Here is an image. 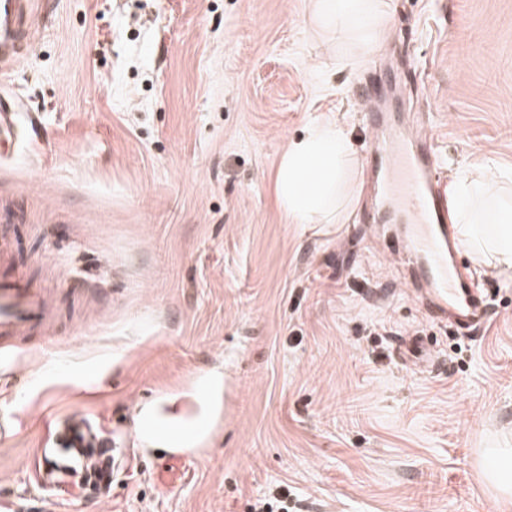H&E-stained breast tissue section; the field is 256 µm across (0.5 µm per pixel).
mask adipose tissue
<instances>
[{
	"label": "adipose tissue",
	"instance_id": "ef3b65f1",
	"mask_svg": "<svg viewBox=\"0 0 512 512\" xmlns=\"http://www.w3.org/2000/svg\"><path fill=\"white\" fill-rule=\"evenodd\" d=\"M386 15L376 0H313L311 23L322 31L346 28L358 46L372 43L384 30ZM355 154L344 125L325 120L292 141L275 177L283 208L296 224L315 223L353 186L346 169ZM512 187V174L474 176L461 173L451 186V208L468 249L492 268L512 270V201L501 194Z\"/></svg>",
	"mask_w": 512,
	"mask_h": 512
}]
</instances>
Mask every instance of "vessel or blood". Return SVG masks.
Instances as JSON below:
<instances>
[{
  "label": "vessel or blood",
  "mask_w": 512,
  "mask_h": 512,
  "mask_svg": "<svg viewBox=\"0 0 512 512\" xmlns=\"http://www.w3.org/2000/svg\"><path fill=\"white\" fill-rule=\"evenodd\" d=\"M59 0H0V65L20 62L30 45L34 19H49ZM366 118L375 138L370 162L386 175V208L373 214L376 224L399 218L400 260L414 283L426 289L432 311L447 315L463 329L483 326L489 316L487 296L461 261L462 250L448 222V196L438 172L435 150L424 131L412 129V117L393 116L378 92L363 90ZM40 116L35 112L0 110V148L20 147L21 132H32ZM49 289L24 277L0 278V339H26L34 330L53 323ZM53 444L57 455L43 478L52 484L75 479L110 477L124 452L112 438L94 430L79 415L57 425Z\"/></svg>",
  "instance_id": "b4317fda"
}]
</instances>
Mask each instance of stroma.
<instances>
[{
    "mask_svg": "<svg viewBox=\"0 0 512 512\" xmlns=\"http://www.w3.org/2000/svg\"><path fill=\"white\" fill-rule=\"evenodd\" d=\"M365 49L311 0H61L0 103L40 113L0 159V276L51 288L55 326L0 375V498L14 512H512V277L460 335L396 264L373 200L359 91L395 52L392 105L428 114L445 179L512 170V0H383ZM333 116L354 198L294 224L275 174ZM190 388L217 425L181 461L139 457L141 407ZM74 413L131 455L108 493L51 488L48 428ZM288 487L280 486L268 500L258 499L251 508V512H290L288 510Z\"/></svg>",
    "mask_w": 512,
    "mask_h": 512,
    "instance_id": "stroma-1",
    "label": "stroma"
}]
</instances>
